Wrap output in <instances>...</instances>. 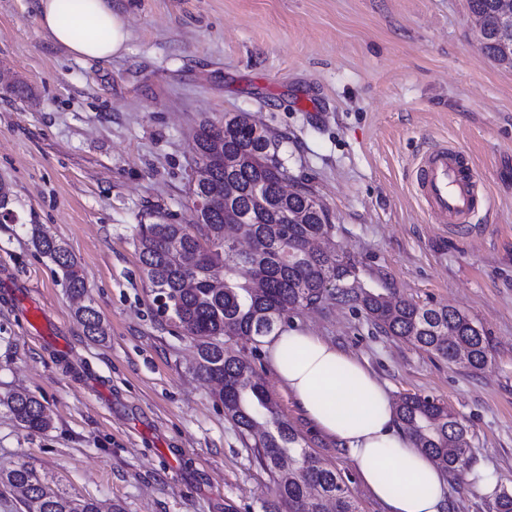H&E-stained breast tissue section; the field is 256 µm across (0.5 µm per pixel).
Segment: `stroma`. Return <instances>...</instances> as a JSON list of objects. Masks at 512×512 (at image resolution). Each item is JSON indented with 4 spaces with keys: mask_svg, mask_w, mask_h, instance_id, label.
Masks as SVG:
<instances>
[{
    "mask_svg": "<svg viewBox=\"0 0 512 512\" xmlns=\"http://www.w3.org/2000/svg\"><path fill=\"white\" fill-rule=\"evenodd\" d=\"M127 51L75 60L40 30L36 0H0V179L18 220L0 224V469L25 462L102 508L264 512L272 477L198 374L194 343L157 311L136 227L193 216L191 132L243 114L279 145L293 184L335 226L328 245L358 280L484 330L471 370L386 334L333 301L294 323L365 361L392 402L447 404L470 468L447 512H493L512 491V67L486 56L467 0H112ZM462 151L491 208L435 223L415 159ZM65 242L98 310L86 335L32 227ZM252 360L307 449L341 473L361 512H381L337 443L314 431L251 342ZM25 391L52 427L21 428L3 403Z\"/></svg>",
    "mask_w": 512,
    "mask_h": 512,
    "instance_id": "35a3bbf8",
    "label": "stroma"
}]
</instances>
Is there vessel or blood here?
<instances>
[{"mask_svg":"<svg viewBox=\"0 0 512 512\" xmlns=\"http://www.w3.org/2000/svg\"><path fill=\"white\" fill-rule=\"evenodd\" d=\"M476 187L474 169L455 146L436 143L416 159V194L436 223H467L475 207Z\"/></svg>","mask_w":512,"mask_h":512,"instance_id":"vessel-or-blood-1","label":"vessel or blood"}]
</instances>
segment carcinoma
Masks as SVG:
<instances>
[{"instance_id": "carcinoma-1", "label": "carcinoma", "mask_w": 512, "mask_h": 512, "mask_svg": "<svg viewBox=\"0 0 512 512\" xmlns=\"http://www.w3.org/2000/svg\"><path fill=\"white\" fill-rule=\"evenodd\" d=\"M498 0H469L470 11L483 17L481 48L493 60L499 55L496 21ZM201 192L212 208L191 224L160 220L138 225L137 249L143 273L154 294L163 298L160 313L194 343L201 376L218 385L224 414L250 439L258 420L268 429L254 441L256 459L274 482L278 503L287 512H360L343 477L306 450L303 437L278 411L250 360L224 348V337L254 344L289 325L301 307L326 301L348 304L385 332L472 370L487 362L484 330L466 314L448 307L419 306L357 285L356 268L336 254L314 251L313 240L328 235L330 216L304 187L281 191L288 169L278 145L255 133L245 116L224 115L217 125L201 121L192 133ZM235 225L252 241L240 251L225 235ZM32 244L62 274L68 293L83 296L84 279L68 248L32 229ZM221 281L223 287L213 283ZM76 316L91 336L102 335L101 317L92 304ZM24 429L44 431L52 424L49 408L33 396L3 399ZM401 427L439 466L457 477L470 468L465 428L448 406L430 397L408 395L396 406ZM0 486L24 494L25 512H101L97 501L72 493L47 473L19 463L0 471Z\"/></svg>"}]
</instances>
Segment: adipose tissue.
<instances>
[{
	"instance_id": "obj_1",
	"label": "adipose tissue",
	"mask_w": 512,
	"mask_h": 512,
	"mask_svg": "<svg viewBox=\"0 0 512 512\" xmlns=\"http://www.w3.org/2000/svg\"><path fill=\"white\" fill-rule=\"evenodd\" d=\"M40 28L78 60L121 54L129 39L108 0H38ZM282 386L305 419L334 439L384 512H446L448 476L399 427L386 386L360 360L306 331L264 336Z\"/></svg>"
}]
</instances>
